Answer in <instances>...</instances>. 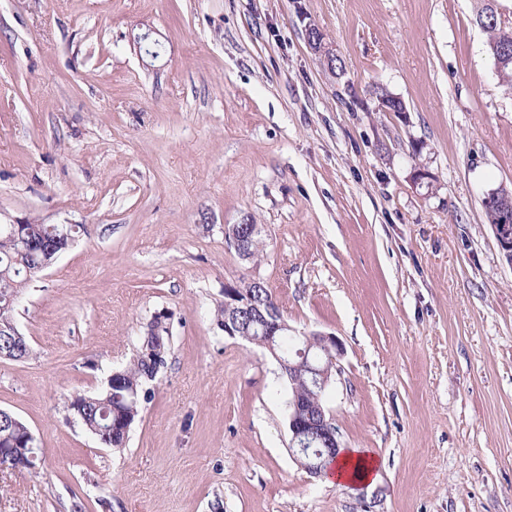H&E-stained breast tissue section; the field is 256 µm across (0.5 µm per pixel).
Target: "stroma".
Returning a JSON list of instances; mask_svg holds the SVG:
<instances>
[{"label": "stroma", "instance_id": "stroma-1", "mask_svg": "<svg viewBox=\"0 0 512 512\" xmlns=\"http://www.w3.org/2000/svg\"><path fill=\"white\" fill-rule=\"evenodd\" d=\"M473 7L0 0V224L86 228L13 311L31 354L0 360V409L42 454L0 469V512H512V265L484 209L512 189V95ZM229 224L261 225L255 259ZM254 279L341 343L324 405L373 484L294 458L278 362L217 324ZM159 312L167 365L103 447L68 399Z\"/></svg>", "mask_w": 512, "mask_h": 512}]
</instances>
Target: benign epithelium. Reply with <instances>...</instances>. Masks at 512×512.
Wrapping results in <instances>:
<instances>
[{"instance_id": "1", "label": "benign epithelium", "mask_w": 512, "mask_h": 512, "mask_svg": "<svg viewBox=\"0 0 512 512\" xmlns=\"http://www.w3.org/2000/svg\"><path fill=\"white\" fill-rule=\"evenodd\" d=\"M512 21V12L499 4V0H486L477 14L476 23L480 28L489 25L505 27ZM310 45L324 52V59L332 68L337 67L336 54L325 46L323 35L316 29L309 30ZM485 203L495 205L502 211L500 223L492 226L493 233L506 260L512 264V192L504 187L487 193ZM260 233L257 224H233L225 228V236L234 245L238 255L248 259V240ZM224 304L228 311L224 315V335L236 337L241 335L245 323L258 322L265 336L264 346L272 355L277 356L276 343L282 336L288 335L290 327L280 310L274 308L270 301L260 302L252 295L242 292L239 288L224 289ZM302 348L291 356H278L283 370L288 372V381L299 382L304 378L320 390L326 388L331 370L318 369L310 362L309 352L317 347L331 354L335 361L341 356L343 349L334 336L312 333L300 337ZM288 427L291 432V447L300 461V465L311 475L322 473L321 458L323 454L333 455L342 447L338 432L331 419L327 417L321 404H310L295 399L289 406ZM39 448L34 434L29 430L22 431V436L10 440L0 448V461L9 460L11 469L22 471L36 459Z\"/></svg>"}]
</instances>
